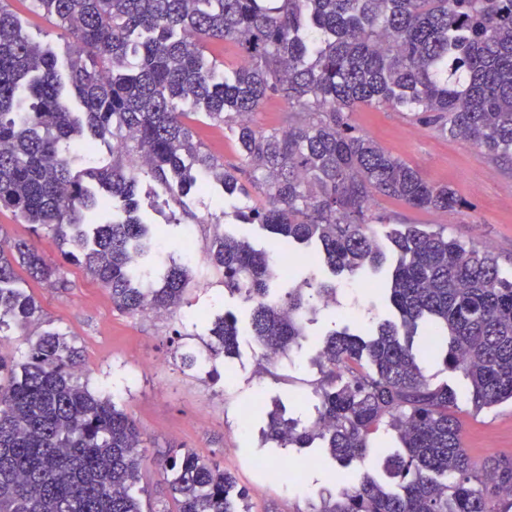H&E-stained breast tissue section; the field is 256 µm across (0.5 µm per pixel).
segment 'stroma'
<instances>
[{
    "instance_id": "35a3bbf8",
    "label": "stroma",
    "mask_w": 512,
    "mask_h": 512,
    "mask_svg": "<svg viewBox=\"0 0 512 512\" xmlns=\"http://www.w3.org/2000/svg\"><path fill=\"white\" fill-rule=\"evenodd\" d=\"M0 3L17 15L35 41L63 53L67 37L44 14L34 12L29 0ZM349 120L357 132L374 137L427 181L451 186L467 203L462 210L437 213L412 210L378 195L374 210L393 216L399 224L443 232L465 247L490 250L502 269L512 274L511 163L489 157L470 142L415 122L403 112L361 107L350 112ZM235 205L217 184L208 192L194 193L184 212L172 203L159 209L140 200L152 232L171 253H178L184 229L194 235L199 253L192 264L195 280L176 313H120L113 309L108 292L74 267L62 288L27 276L22 279L23 288L42 309L41 320L30 332L57 330L72 339L82 351L84 377L90 387L120 402L141 428L147 456L146 512H169L172 506L162 465L173 449L193 450L232 472L247 494L251 512H311L323 497L356 484L364 473H382L384 457L400 447L394 436L379 430L370 435L363 458L344 466L320 448H279L264 438L270 411L302 420L317 405L314 389L322 377L317 355L328 331L345 328L360 335L367 330L369 317L393 316L383 294L384 276L366 280L345 274L335 277L336 301L308 325L294 360L268 363L257 342L243 335L234 355L218 359L206 370L182 366L180 356L185 350L206 347L207 326L215 315L230 314L243 322L249 314L248 304L225 290L222 273L208 263L215 236L235 235L257 249L275 247L268 230L236 220ZM15 239L35 241L47 259L61 258L63 247L51 232H33L12 212L1 211L0 241ZM27 333L7 332L0 347L13 358H22L28 350ZM423 368L431 384L449 385L460 394L457 416L462 441L474 459L512 457V403L474 412L465 398L468 384L460 373L448 370L439 358L425 362ZM204 413L209 420L203 424L199 417ZM260 455L271 461L310 457L317 464L293 474L284 488L252 468V459Z\"/></svg>"
}]
</instances>
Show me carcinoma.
I'll list each match as a JSON object with an SVG mask.
<instances>
[{
	"label": "carcinoma",
	"instance_id": "1",
	"mask_svg": "<svg viewBox=\"0 0 512 512\" xmlns=\"http://www.w3.org/2000/svg\"><path fill=\"white\" fill-rule=\"evenodd\" d=\"M73 37L60 60L41 48L0 3V210L59 242L93 226L90 243L62 253L109 293L122 313L175 312L192 268L164 266L130 251L147 232L140 178L180 184L176 204L216 180L249 203L236 217L275 235L279 256L295 243L320 244L336 273L361 275L380 262L372 224L376 195L412 209L459 211L454 189L434 184L356 132L347 113L388 107L497 158H512V0H31ZM232 41L242 64L222 69L206 42ZM84 108L61 102L65 86ZM284 101L282 125L262 130L242 116ZM228 128L244 167L226 168L201 149L187 118ZM87 144L124 141L112 164L91 168L103 193L75 174ZM247 176L248 184L241 183ZM397 253L388 298L399 321L365 341L326 335L317 414L325 427L269 414L266 440L281 448L320 441L333 459L365 455L368 437L391 430L403 452L385 459L393 490L365 477L322 499L314 512H512V458L476 463L461 437L458 396L434 386L422 362L445 352L469 383L475 412L512 402V275L488 250L404 224L390 234ZM210 266L251 304L248 332L268 351L306 336L336 286L311 277L275 287L277 261L227 234ZM52 288L63 264L25 239L0 244V329L41 320L16 268ZM241 328L212 324V357L231 353ZM26 358L0 353V512H143L142 432L127 411L81 381L82 351L66 334L28 338ZM369 363L371 368L364 367ZM172 512H250L235 475L187 450L165 469Z\"/></svg>",
	"mask_w": 512,
	"mask_h": 512
}]
</instances>
